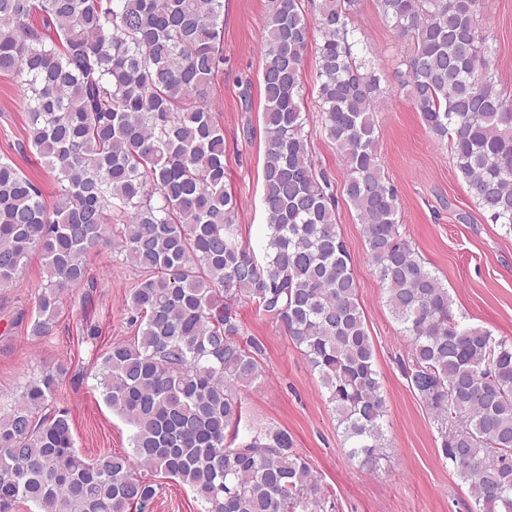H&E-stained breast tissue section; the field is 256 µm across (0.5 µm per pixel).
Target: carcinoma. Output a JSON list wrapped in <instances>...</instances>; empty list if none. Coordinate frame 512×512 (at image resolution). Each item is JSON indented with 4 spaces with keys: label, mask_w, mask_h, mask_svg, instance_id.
<instances>
[{
    "label": "carcinoma",
    "mask_w": 512,
    "mask_h": 512,
    "mask_svg": "<svg viewBox=\"0 0 512 512\" xmlns=\"http://www.w3.org/2000/svg\"><path fill=\"white\" fill-rule=\"evenodd\" d=\"M356 0H275L262 46L266 156L263 258L240 239L224 190V131L210 85L224 65L223 0H0V74L30 92L27 145L55 173L38 183L0 157V288L34 252L45 283L30 335L54 333L63 292L89 282L87 257L118 244L141 269L126 310L137 336L95 377L133 427L132 453L83 457L52 399L67 374L31 380L0 413V512H144L159 484L189 486L203 512H317L320 483L288 433L240 436V390L263 373L262 344L235 305L256 303L308 359L368 469L387 447L374 345L336 199L308 152L302 69L313 32L322 129L343 161V193L409 343L404 375L437 421L444 459L469 484L468 512H512V341L463 324L440 279L400 232L377 152L383 75L354 56ZM406 49L400 91L490 220L512 235V97L495 81L480 0H378ZM38 16L39 23H32Z\"/></svg>",
    "instance_id": "1"
}]
</instances>
